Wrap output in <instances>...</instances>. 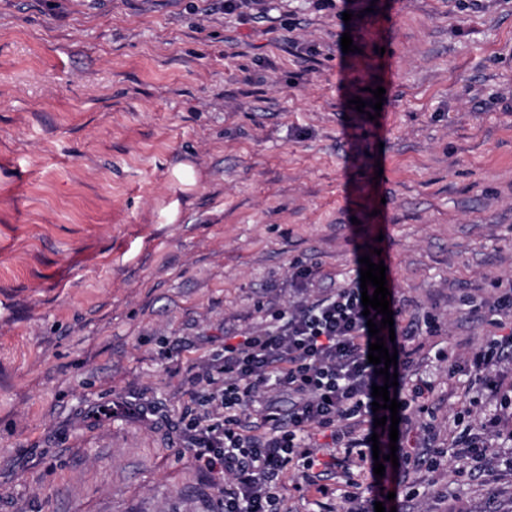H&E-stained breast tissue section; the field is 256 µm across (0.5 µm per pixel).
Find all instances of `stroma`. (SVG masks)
<instances>
[{"instance_id": "1", "label": "stroma", "mask_w": 512, "mask_h": 512, "mask_svg": "<svg viewBox=\"0 0 512 512\" xmlns=\"http://www.w3.org/2000/svg\"><path fill=\"white\" fill-rule=\"evenodd\" d=\"M377 248L438 324L396 512H512V470L418 464L457 414L512 428L463 374L512 282V0H0V512H218L189 366L293 305L291 264L314 296Z\"/></svg>"}]
</instances>
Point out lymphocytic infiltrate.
<instances>
[{
	"mask_svg": "<svg viewBox=\"0 0 512 512\" xmlns=\"http://www.w3.org/2000/svg\"><path fill=\"white\" fill-rule=\"evenodd\" d=\"M361 281L313 300L301 299L272 315L258 333L224 337L221 353L204 359L190 378V401L176 423L184 448L213 477H225L220 512H284L282 494L288 473L301 478L300 490L314 494L320 512H332L334 488L323 483L336 467L361 469L374 452L389 454V430L374 424L372 388L384 378L368 361L369 322ZM398 370H405L417 337L434 333L437 324L405 323L399 302H391ZM482 319L497 336L475 349L466 361L471 386L512 405L494 368L512 356V286L484 304ZM291 405L281 411L278 396ZM512 431L501 432L495 419L481 432H467L454 445L459 461L512 468L504 449Z\"/></svg>",
	"mask_w": 512,
	"mask_h": 512,
	"instance_id": "f902f5d3",
	"label": "lymphocytic infiltrate"
}]
</instances>
